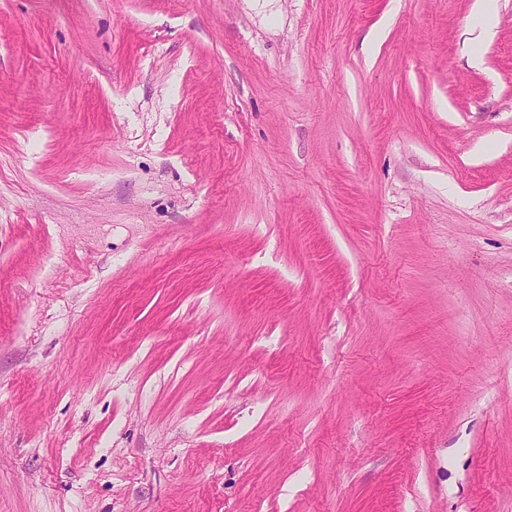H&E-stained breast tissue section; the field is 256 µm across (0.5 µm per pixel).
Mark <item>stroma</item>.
<instances>
[{"label": "stroma", "instance_id": "1", "mask_svg": "<svg viewBox=\"0 0 512 512\" xmlns=\"http://www.w3.org/2000/svg\"><path fill=\"white\" fill-rule=\"evenodd\" d=\"M0 0V512H512V0Z\"/></svg>", "mask_w": 512, "mask_h": 512}]
</instances>
